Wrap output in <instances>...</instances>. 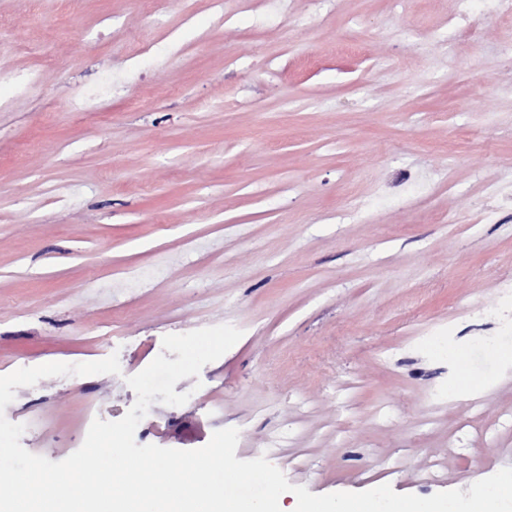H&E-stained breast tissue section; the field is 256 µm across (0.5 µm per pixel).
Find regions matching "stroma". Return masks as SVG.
<instances>
[{"label":"stroma","mask_w":512,"mask_h":512,"mask_svg":"<svg viewBox=\"0 0 512 512\" xmlns=\"http://www.w3.org/2000/svg\"><path fill=\"white\" fill-rule=\"evenodd\" d=\"M458 6L0 0V376L120 363L17 388L27 451L66 459L133 406L164 336L229 324L240 340L175 385L189 400L150 406V444L232 427L238 459L316 495L512 467V209L478 220L483 182L512 178V14L468 0L445 39ZM94 85L98 112H72ZM485 305L495 350L465 332ZM462 370L469 394L429 399ZM101 97L102 91L99 87H84L70 93L68 104L72 112L86 114L98 109Z\"/></svg>","instance_id":"35a3bbf8"}]
</instances>
